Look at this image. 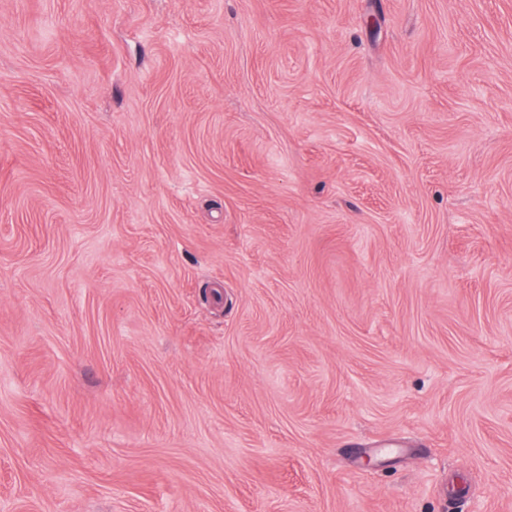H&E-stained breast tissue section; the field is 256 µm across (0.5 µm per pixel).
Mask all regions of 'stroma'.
I'll return each mask as SVG.
<instances>
[{"instance_id":"1","label":"stroma","mask_w":512,"mask_h":512,"mask_svg":"<svg viewBox=\"0 0 512 512\" xmlns=\"http://www.w3.org/2000/svg\"><path fill=\"white\" fill-rule=\"evenodd\" d=\"M0 512H512V0H0Z\"/></svg>"}]
</instances>
